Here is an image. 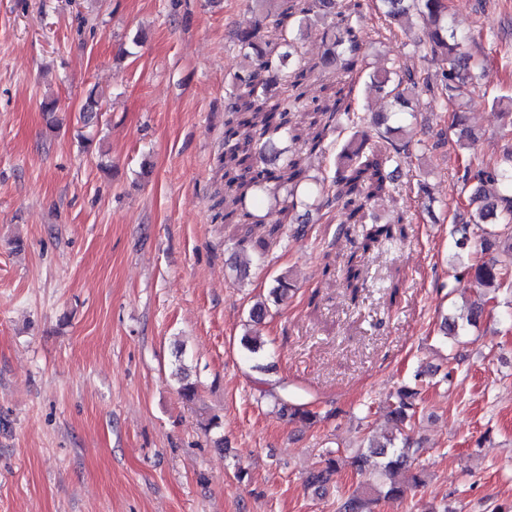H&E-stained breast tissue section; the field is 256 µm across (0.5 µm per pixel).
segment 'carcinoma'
Instances as JSON below:
<instances>
[{
  "mask_svg": "<svg viewBox=\"0 0 512 512\" xmlns=\"http://www.w3.org/2000/svg\"><path fill=\"white\" fill-rule=\"evenodd\" d=\"M264 18L274 19L278 35L268 39L261 28L240 30L236 42L243 52L246 65L235 76L232 90L224 104V146L216 158V170L224 182V195L219 204L224 207V223L233 225L236 244L247 251L255 229L253 209L267 195L286 192L288 201L280 210L278 221L267 229V235L277 234L289 223L290 212L297 208L296 188L304 178L303 155H313L325 149L328 139L336 131L346 136L336 154V171L329 188L322 191L323 208L343 209L349 223L362 226L359 246L345 259L343 276L352 298H357L364 287L365 256L386 241L405 237L404 225L366 223L369 208L389 195L380 142L388 140L387 133L362 126L363 118L352 108V86L339 81L327 86L331 93L313 107L305 104L309 78L326 71L335 64L345 73L368 72L373 85L385 92L393 103L403 105L406 96L415 89L417 81L409 73L393 65L367 71L363 53L362 16L359 4L351 0H254ZM385 7L386 17L405 24L412 16L421 18L425 25L426 43L430 52L443 62L442 87L447 99L463 106L470 101L466 75L471 58L462 51L457 33L448 22L444 0H377ZM327 23L323 37L329 39L324 54L315 62L290 65L302 54L305 31L318 23ZM280 73L283 90L275 95L268 92L263 73ZM465 112L455 113L451 123L452 136L438 142L448 146V155L462 162L472 149L474 135L463 126ZM277 141L301 144L303 153L284 147L278 154L266 158L267 149ZM463 184L474 183L467 206L471 209L472 225L482 233L481 251L495 252L487 260L472 263L459 262L453 266L458 277L468 276L483 290L484 300L466 312L445 320L441 332L453 341L469 334L486 313L487 304L507 284L505 270L512 267V233L504 232L512 224V148L502 158L488 164L476 173L463 167ZM292 285L288 276L279 275L269 289L268 298L256 301L249 310V322L261 324L268 313V302L278 305L288 298ZM242 348L254 361L252 369L267 371L261 363L265 355L264 341L257 334L247 333L240 340ZM425 373L414 375V382L399 386L388 399V417L392 422L390 435L383 444L369 443L367 449L350 456V465L368 482L359 492L346 497L339 512H373V505L381 500L401 502L408 487L426 483L425 470L411 472L409 483L397 479L400 471L408 468L414 454L405 429L419 410V385ZM279 411L292 419L311 424L320 414L304 404H290L277 394ZM341 457H328L324 466L309 472V486H323L339 472Z\"/></svg>",
  "mask_w": 512,
  "mask_h": 512,
  "instance_id": "cac0c4a2",
  "label": "carcinoma"
}]
</instances>
